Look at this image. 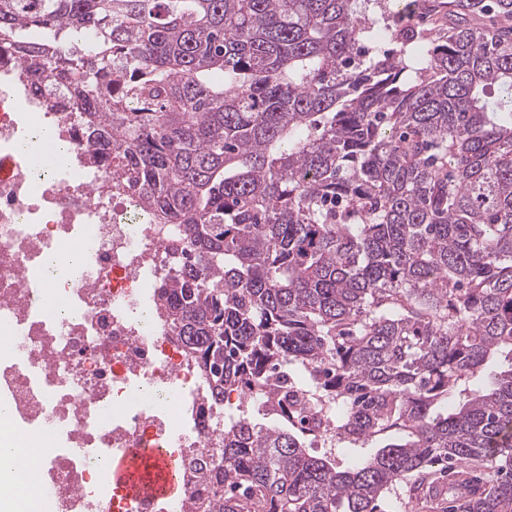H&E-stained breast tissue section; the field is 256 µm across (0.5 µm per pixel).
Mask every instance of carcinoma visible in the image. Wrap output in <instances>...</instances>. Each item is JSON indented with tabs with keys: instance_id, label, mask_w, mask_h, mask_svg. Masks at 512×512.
I'll return each instance as SVG.
<instances>
[{
	"instance_id": "cac0c4a2",
	"label": "carcinoma",
	"mask_w": 512,
	"mask_h": 512,
	"mask_svg": "<svg viewBox=\"0 0 512 512\" xmlns=\"http://www.w3.org/2000/svg\"><path fill=\"white\" fill-rule=\"evenodd\" d=\"M357 5L0 0V47L182 226L160 294L211 401L269 419L236 411L202 512H385L404 487L512 512V0H443L426 54L368 58Z\"/></svg>"
}]
</instances>
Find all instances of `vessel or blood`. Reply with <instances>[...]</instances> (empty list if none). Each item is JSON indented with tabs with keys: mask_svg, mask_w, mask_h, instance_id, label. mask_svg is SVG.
Listing matches in <instances>:
<instances>
[{
	"mask_svg": "<svg viewBox=\"0 0 512 512\" xmlns=\"http://www.w3.org/2000/svg\"><path fill=\"white\" fill-rule=\"evenodd\" d=\"M112 480L134 496H174L179 487L176 464L159 448H128L112 460Z\"/></svg>",
	"mask_w": 512,
	"mask_h": 512,
	"instance_id": "b4317fda",
	"label": "vessel or blood"
}]
</instances>
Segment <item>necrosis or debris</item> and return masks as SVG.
I'll return each instance as SVG.
<instances>
[{
	"label": "necrosis or debris",
	"instance_id": "necrosis-or-debris-1",
	"mask_svg": "<svg viewBox=\"0 0 512 512\" xmlns=\"http://www.w3.org/2000/svg\"><path fill=\"white\" fill-rule=\"evenodd\" d=\"M65 155L41 165L25 138ZM0 418L32 466L19 471L39 512H194L224 410L171 332L157 290L172 275L180 227L145 210L111 167L85 158L76 113L54 85L32 92L0 54ZM163 448L178 497L130 498L108 463Z\"/></svg>",
	"mask_w": 512,
	"mask_h": 512
}]
</instances>
